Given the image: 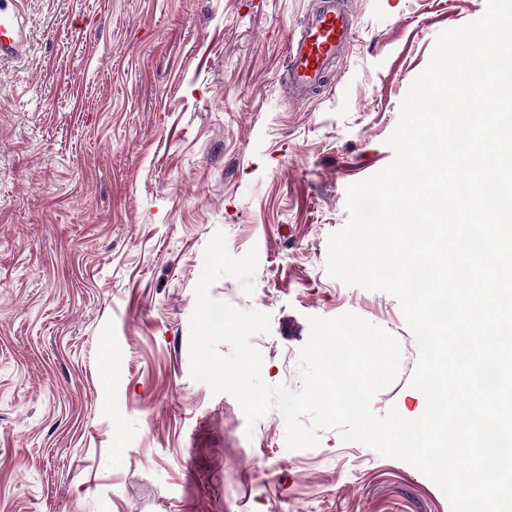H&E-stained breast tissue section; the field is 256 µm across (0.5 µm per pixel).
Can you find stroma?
Instances as JSON below:
<instances>
[{
	"label": "stroma",
	"instance_id": "obj_1",
	"mask_svg": "<svg viewBox=\"0 0 512 512\" xmlns=\"http://www.w3.org/2000/svg\"><path fill=\"white\" fill-rule=\"evenodd\" d=\"M315 0H26L0 61V512H451L412 465L339 430L291 450L272 409L190 375L199 260L215 232L258 253L261 375L300 389L310 317L352 312L398 341L376 414H423L398 300L327 272L348 185L393 159L438 35L487 0H350L356 38L311 98L283 75Z\"/></svg>",
	"mask_w": 512,
	"mask_h": 512
}]
</instances>
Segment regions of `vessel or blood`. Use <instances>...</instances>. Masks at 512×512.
<instances>
[{"mask_svg":"<svg viewBox=\"0 0 512 512\" xmlns=\"http://www.w3.org/2000/svg\"><path fill=\"white\" fill-rule=\"evenodd\" d=\"M22 2L0 0V60L20 58L26 51ZM354 39V23L344 0H317L287 36L283 68L292 95L304 99L320 88Z\"/></svg>","mask_w":512,"mask_h":512,"instance_id":"vessel-or-blood-1","label":"vessel or blood"}]
</instances>
